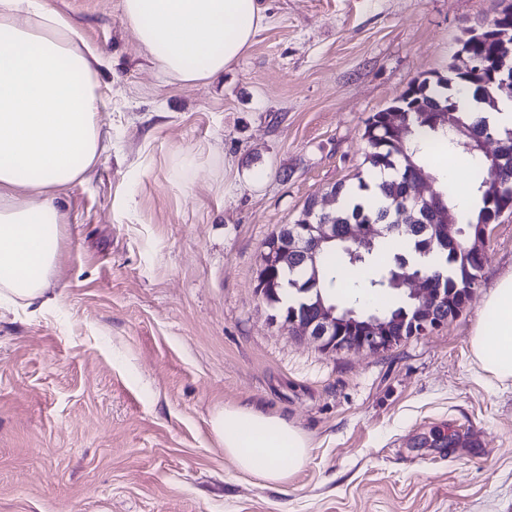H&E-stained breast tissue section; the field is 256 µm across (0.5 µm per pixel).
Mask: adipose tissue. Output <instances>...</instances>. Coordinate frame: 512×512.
<instances>
[{"mask_svg":"<svg viewBox=\"0 0 512 512\" xmlns=\"http://www.w3.org/2000/svg\"><path fill=\"white\" fill-rule=\"evenodd\" d=\"M123 17L166 76L223 74L252 44L258 0H123ZM100 58L46 0H0V304L49 306L59 226L55 191L87 179L107 150L96 116ZM480 369L512 381V273L483 302L472 337ZM210 429L239 470L283 484L305 466L310 441L286 420L237 407Z\"/></svg>","mask_w":512,"mask_h":512,"instance_id":"adipose-tissue-1","label":"adipose tissue"}]
</instances>
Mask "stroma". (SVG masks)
Returning a JSON list of instances; mask_svg holds the SVG:
<instances>
[{
  "instance_id": "stroma-1",
  "label": "stroma",
  "mask_w": 512,
  "mask_h": 512,
  "mask_svg": "<svg viewBox=\"0 0 512 512\" xmlns=\"http://www.w3.org/2000/svg\"><path fill=\"white\" fill-rule=\"evenodd\" d=\"M98 50L112 149L56 193L51 293L0 306V512H512V383L471 334L512 272L487 228L461 315L381 354L326 352L256 293L264 240L365 174V123L448 76L501 0H263L223 75H160L121 0H49ZM276 414L313 446L288 483L242 473L209 429Z\"/></svg>"
}]
</instances>
